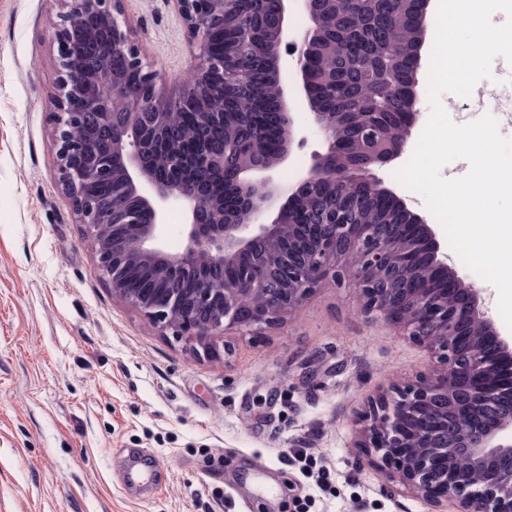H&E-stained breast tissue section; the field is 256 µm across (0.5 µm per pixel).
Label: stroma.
<instances>
[{"instance_id":"stroma-1","label":"stroma","mask_w":512,"mask_h":512,"mask_svg":"<svg viewBox=\"0 0 512 512\" xmlns=\"http://www.w3.org/2000/svg\"><path fill=\"white\" fill-rule=\"evenodd\" d=\"M166 88L194 59L172 0H122ZM62 0H0V512H457L356 448L368 403L434 359L324 281L291 315L211 353L112 295L59 186L52 114ZM277 172L293 184L322 136ZM302 448L307 463L288 452ZM135 461L160 490L129 484Z\"/></svg>"}]
</instances>
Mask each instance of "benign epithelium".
Segmentation results:
<instances>
[{
    "mask_svg": "<svg viewBox=\"0 0 512 512\" xmlns=\"http://www.w3.org/2000/svg\"><path fill=\"white\" fill-rule=\"evenodd\" d=\"M66 11L57 30L60 81L54 112L59 182L71 198L76 222L87 229L96 267L112 294L136 308L162 330L170 329L208 352L228 328L261 329L302 304L328 277L349 273L360 292V310L402 328L431 351L437 365L413 384L371 402L357 447L385 467L386 477L426 500L457 502L459 512H512V342L498 336L478 289L466 285L448 265L432 225L372 174L352 179L345 163L348 147L336 140V121L326 112L312 79L310 53L322 14L316 0H275L271 53L284 127L270 130L274 157L256 161L224 140L219 152L198 163L218 172L239 193L237 209L224 212V200L208 196L184 177H163L152 152L164 139L174 115L190 116L191 126L223 122L224 101L208 88L224 86L232 75L245 82L250 51L232 54L217 45L215 21L236 0H173L185 22L194 68L177 90L166 93L157 71L144 62L122 20L121 0H62ZM302 6L310 25L293 29L291 13ZM412 46L422 53L431 22L427 0H418ZM86 17L100 21L99 39L112 55L137 72L131 86L110 70L92 73L71 54ZM293 50L286 61L282 47ZM410 111L399 136L376 166L401 158L417 122L415 82L395 91ZM308 112L322 134V150L297 181L275 182L302 143L293 112ZM110 135L108 155H98L88 125ZM112 181L98 194L92 186ZM354 185L364 201L389 200L410 217L391 233L386 224H353L342 213L322 224H296L294 214L308 199L322 198ZM185 211L186 244L176 254L162 247L169 209ZM275 213L267 220L269 213ZM139 267L151 286L131 283ZM194 288L185 291L182 283ZM456 456L483 467L480 478L449 465Z\"/></svg>",
    "mask_w": 512,
    "mask_h": 512,
    "instance_id": "obj_1",
    "label": "benign epithelium"
}]
</instances>
